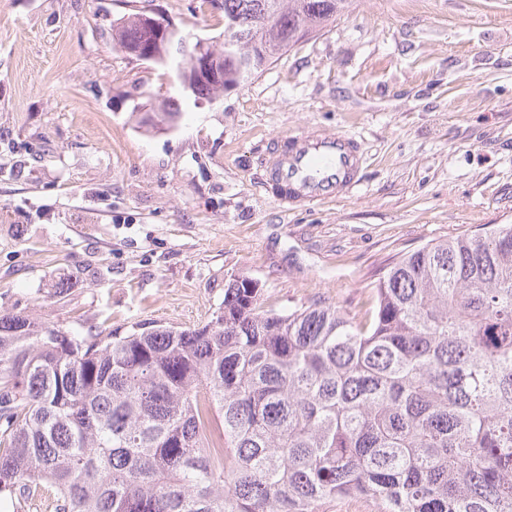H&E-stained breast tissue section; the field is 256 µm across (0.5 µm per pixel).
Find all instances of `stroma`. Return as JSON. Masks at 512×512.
I'll use <instances>...</instances> for the list:
<instances>
[{
  "instance_id": "35a3bbf8",
  "label": "stroma",
  "mask_w": 512,
  "mask_h": 512,
  "mask_svg": "<svg viewBox=\"0 0 512 512\" xmlns=\"http://www.w3.org/2000/svg\"><path fill=\"white\" fill-rule=\"evenodd\" d=\"M134 10L224 46L211 0H0V315L85 336L190 327L239 275L264 310L354 315L401 255L512 224V0H354L153 128L141 115L176 66L113 40ZM314 126L362 140L363 183L284 210L261 161Z\"/></svg>"
}]
</instances>
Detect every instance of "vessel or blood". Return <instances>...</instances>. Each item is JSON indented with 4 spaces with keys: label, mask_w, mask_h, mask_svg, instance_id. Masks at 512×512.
I'll list each match as a JSON object with an SVG mask.
<instances>
[{
    "label": "vessel or blood",
    "mask_w": 512,
    "mask_h": 512,
    "mask_svg": "<svg viewBox=\"0 0 512 512\" xmlns=\"http://www.w3.org/2000/svg\"><path fill=\"white\" fill-rule=\"evenodd\" d=\"M362 156L353 136L314 129L286 139L263 160L264 188L291 206L343 199L361 182Z\"/></svg>",
    "instance_id": "vessel-or-blood-1"
}]
</instances>
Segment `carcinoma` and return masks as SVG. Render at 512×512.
Listing matches in <instances>:
<instances>
[{"mask_svg":"<svg viewBox=\"0 0 512 512\" xmlns=\"http://www.w3.org/2000/svg\"><path fill=\"white\" fill-rule=\"evenodd\" d=\"M352 0H223L248 73ZM277 18L265 29L259 21ZM141 11L113 26L150 50ZM224 288L196 328L90 340L0 315V490L53 512H512V225L430 243L381 276L375 309H261Z\"/></svg>","mask_w":512,"mask_h":512,"instance_id":"obj_1","label":"carcinoma"}]
</instances>
